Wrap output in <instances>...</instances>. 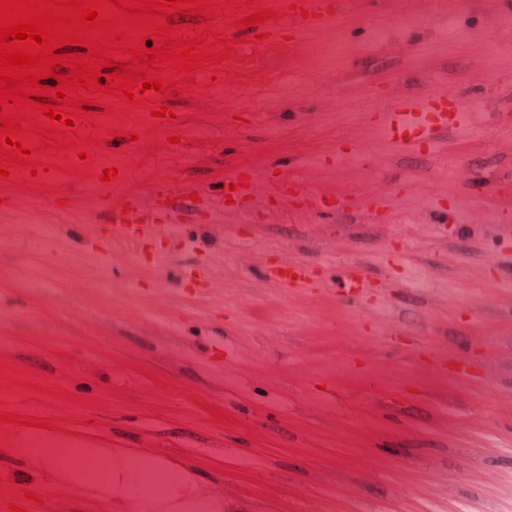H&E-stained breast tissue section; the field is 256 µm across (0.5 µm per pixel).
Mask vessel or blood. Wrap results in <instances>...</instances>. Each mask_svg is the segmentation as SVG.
Segmentation results:
<instances>
[{
  "label": "vessel or blood",
  "instance_id": "b4317fda",
  "mask_svg": "<svg viewBox=\"0 0 512 512\" xmlns=\"http://www.w3.org/2000/svg\"><path fill=\"white\" fill-rule=\"evenodd\" d=\"M300 11L294 12V20L302 26H312L317 22V14L327 13L331 0H297ZM383 133L403 150L417 152L433 149L441 140L456 134L467 116L455 98L447 90L438 89L423 96L404 95L398 97L386 110L374 116ZM126 173H119L110 183L104 184V199L98 200L100 212L109 214L111 223L95 228L93 246L97 256H108L116 246L132 249L147 248V257L151 264L170 261L173 253L185 252L197 248L199 239L194 235L178 234L174 224L178 210L170 205V198L192 193L189 185L173 186L167 181H156L148 195L127 194L119 202H112L108 195L113 186L126 180ZM235 190L232 196L224 194L203 195L201 210L204 221L227 208L237 210H260L271 203L285 199L294 201L299 209L318 213L329 211L324 196L310 197L297 192V183L288 176H279L271 181L265 178L251 177L241 180L240 176L229 179ZM131 205L130 214H122V205ZM271 280L280 282L295 281L305 283L308 273L303 266L279 259L268 270ZM216 277L213 263L194 265L180 272L183 283L192 285H210Z\"/></svg>",
  "mask_w": 512,
  "mask_h": 512
}]
</instances>
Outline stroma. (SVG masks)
<instances>
[{"label": "stroma", "instance_id": "obj_1", "mask_svg": "<svg viewBox=\"0 0 512 512\" xmlns=\"http://www.w3.org/2000/svg\"><path fill=\"white\" fill-rule=\"evenodd\" d=\"M277 19L218 24L233 56L184 78L159 126L124 151L128 178L212 190L248 169L292 164L310 192L384 194L372 215L293 210L213 223L206 254L167 266L83 246L90 174L0 182L19 211L0 216V410L45 421L47 435L136 454L134 495L74 483L67 466L17 455L28 433L0 430V481L23 512H151L157 463L193 472L225 512H512V12L502 0H340L286 40ZM269 38L256 42L257 33ZM250 60L251 80L213 85ZM452 90L481 143L403 152L368 115L402 95ZM179 134L173 144L169 135ZM349 149L351 167L318 160ZM492 192L477 197L478 185ZM66 198L65 211L50 201ZM447 212L438 223L433 202ZM53 224L62 245L43 246ZM315 287L268 280L278 257ZM224 267L210 288L175 286L179 266ZM371 278L349 296L343 273ZM421 273L426 289L413 288ZM45 284L36 291L32 280Z\"/></svg>", "mask_w": 512, "mask_h": 512}]
</instances>
